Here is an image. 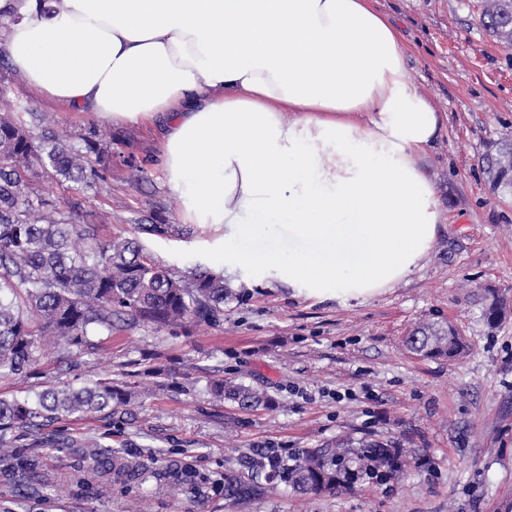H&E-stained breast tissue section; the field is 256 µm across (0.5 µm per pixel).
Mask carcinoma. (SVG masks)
Listing matches in <instances>:
<instances>
[{"mask_svg": "<svg viewBox=\"0 0 512 512\" xmlns=\"http://www.w3.org/2000/svg\"><path fill=\"white\" fill-rule=\"evenodd\" d=\"M484 29L512 49V0H484ZM492 190L512 193V144L486 157ZM112 168V149L96 132L81 143L62 140L48 127H34L6 113L0 116V376H24L38 364L42 340L49 337L71 352L96 349L99 336L133 326L155 329L219 323L224 318V277L196 269L181 278L156 263L130 238L103 242L92 224L80 223V199L59 201L32 195L31 179L47 174L55 181L92 186ZM425 356L455 358L465 343L452 326H422L405 339ZM208 390L218 401L243 408L267 406V392L212 378ZM134 392L110 379L80 386L53 385L32 400L0 397V447L12 448L22 434L33 435L42 420H60L129 405ZM90 463L86 480L102 488L144 481L151 463L123 448L85 443ZM256 450L240 470L224 473V501L230 507L265 492L254 470L271 469L299 494L350 490L364 480L387 481L410 475L412 463L393 441H365L356 448H306L293 464H264Z\"/></svg>", "mask_w": 512, "mask_h": 512, "instance_id": "carcinoma-1", "label": "carcinoma"}]
</instances>
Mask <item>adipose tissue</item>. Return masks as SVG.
Here are the masks:
<instances>
[{
	"label": "adipose tissue",
	"instance_id": "obj_1",
	"mask_svg": "<svg viewBox=\"0 0 512 512\" xmlns=\"http://www.w3.org/2000/svg\"><path fill=\"white\" fill-rule=\"evenodd\" d=\"M8 60L43 97L115 126L162 123L184 224L224 265L364 302L444 221L417 165L444 122L376 0H0ZM284 224L289 255L240 247Z\"/></svg>",
	"mask_w": 512,
	"mask_h": 512
}]
</instances>
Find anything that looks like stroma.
I'll use <instances>...</instances> for the list:
<instances>
[{"mask_svg":"<svg viewBox=\"0 0 512 512\" xmlns=\"http://www.w3.org/2000/svg\"><path fill=\"white\" fill-rule=\"evenodd\" d=\"M399 24L409 74L440 112L444 127L418 163L447 217L414 272L363 303L317 302L288 285L241 269L225 273L229 291L216 325L157 330L135 326L81 355L47 345L23 377H0V396L24 399L74 377L112 378L141 391L124 411L45 424L39 448L19 441L0 450V512H512V194H495L479 160L512 141V49L479 22V0H378ZM7 93L0 113L46 116L63 135L95 128L112 144V169L90 188L40 177L35 191L84 200L100 235L137 239L175 272L223 271L221 237L178 220L145 125L113 126L72 112L0 67ZM166 224L163 235L145 232ZM504 298L501 320L484 318L487 289ZM454 326L462 357H426L404 344L415 326ZM170 369L167 388L149 369ZM263 390L273 405L245 410L213 400L209 379ZM175 463L196 475L175 486L148 479L99 493L83 480L85 440ZM392 439L423 459L402 481H364L334 494H295L276 484L230 508L224 474L256 449L285 452L339 441ZM37 469L19 487L26 460ZM63 492H55V485Z\"/></svg>","mask_w":512,"mask_h":512,"instance_id":"35a3bbf8","label":"stroma"}]
</instances>
